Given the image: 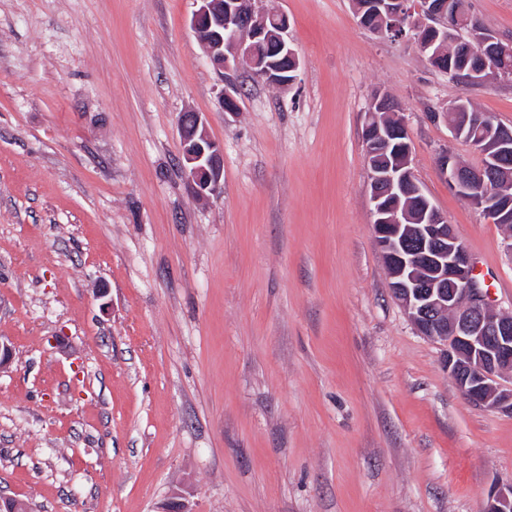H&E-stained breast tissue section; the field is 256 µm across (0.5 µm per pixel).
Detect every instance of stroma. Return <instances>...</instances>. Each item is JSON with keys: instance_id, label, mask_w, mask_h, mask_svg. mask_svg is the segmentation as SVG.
<instances>
[{"instance_id": "obj_1", "label": "stroma", "mask_w": 512, "mask_h": 512, "mask_svg": "<svg viewBox=\"0 0 512 512\" xmlns=\"http://www.w3.org/2000/svg\"><path fill=\"white\" fill-rule=\"evenodd\" d=\"M512 41V0H470ZM287 15L298 80L240 68L238 111L193 0H0V494L34 512H484L512 483V411L459 393L392 298L371 226L365 114L397 103L423 193L512 312V252L437 158L469 99L512 126V79L472 85L353 0ZM203 114L224 190L197 198L178 121Z\"/></svg>"}]
</instances>
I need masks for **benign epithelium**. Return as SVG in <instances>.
<instances>
[{"mask_svg":"<svg viewBox=\"0 0 512 512\" xmlns=\"http://www.w3.org/2000/svg\"><path fill=\"white\" fill-rule=\"evenodd\" d=\"M190 28L213 66L230 75L246 66L259 81L286 87L296 82L300 61L288 42V16L276 11H257L254 0H193ZM360 25L374 18L375 32L407 38L419 47L427 61L444 70L435 43H455L464 26L475 44L474 62L465 80L480 85L497 76L499 63L512 56V42H503L471 15L461 0H366L356 8ZM261 44L272 46L275 60L257 53ZM388 97H374L363 130L367 156L376 148H388L391 136L408 135L405 120L380 129L379 115ZM448 128L477 152L490 155L480 170H471L443 152L437 164L448 189L473 203L505 234L512 251V186L498 182L501 159L512 155V133L476 112L448 116ZM181 171L194 195L201 199L221 193L224 149L210 136L205 117L195 114L191 135L180 133ZM411 147L403 143L395 162L385 169L371 167V216L375 241L390 264L389 288L417 331L446 345L448 372L462 396L475 406L498 408L512 403V391L504 392L498 379L512 376V313L490 308L488 290L478 281L476 263L457 237L453 225L429 200L414 213L400 207V197L422 195L411 167ZM485 512H512V484L491 491Z\"/></svg>","mask_w":512,"mask_h":512,"instance_id":"obj_1","label":"benign epithelium"}]
</instances>
